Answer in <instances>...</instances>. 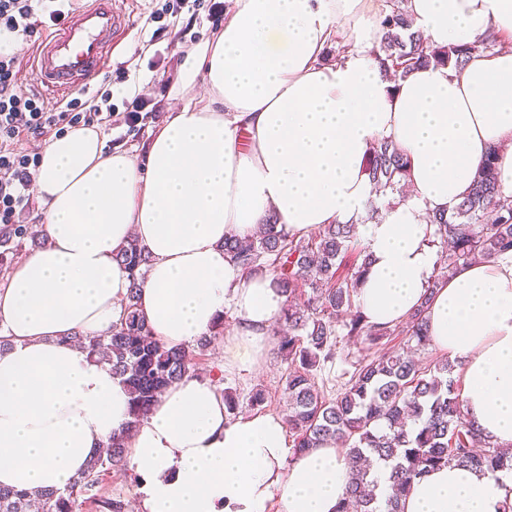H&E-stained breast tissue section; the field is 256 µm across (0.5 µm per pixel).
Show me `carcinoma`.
<instances>
[{
	"label": "carcinoma",
	"instance_id": "1",
	"mask_svg": "<svg viewBox=\"0 0 512 512\" xmlns=\"http://www.w3.org/2000/svg\"><path fill=\"white\" fill-rule=\"evenodd\" d=\"M387 4L380 13L386 56L378 64L395 77L420 66L461 69L474 54L495 46L433 45L414 28L404 0ZM407 167L405 155L387 141L373 147L366 164L369 178L382 193L398 189ZM429 220L436 226L433 245L440 248L433 290L474 260L512 255V196L502 195L497 187L494 154L485 158L465 197ZM27 238L36 246L44 243L28 224L0 228V268L9 266ZM224 256L246 272L273 275L286 296L274 331V349L287 364L282 380L287 398L284 420L296 453L328 442L347 449L351 479L338 512H377L376 482L366 465L370 455L391 466L386 512H404L411 485L431 469L456 465L492 474L512 470V453L482 440L466 419L453 362L445 359L425 366L395 347L352 363L344 357L346 337L364 336L377 345L395 333L390 326L367 322L357 307L368 261L357 225L328 224L296 238L270 217L250 237L225 238ZM114 259L130 279L122 322L110 334L87 337L80 344L93 361L109 365L126 383L129 425L135 426L147 418L163 389L193 373V364L190 353L154 338L138 309L149 257L137 238L131 237ZM425 311L420 305L403 323L419 349L430 346ZM337 359L350 363L351 369L342 370L336 396L328 397L319 378ZM125 466V437L115 433L105 454L91 459L63 491L0 488V512H74L78 493L95 488L110 470Z\"/></svg>",
	"mask_w": 512,
	"mask_h": 512
}]
</instances>
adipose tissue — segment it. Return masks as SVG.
I'll return each instance as SVG.
<instances>
[{
    "instance_id": "obj_1",
    "label": "adipose tissue",
    "mask_w": 512,
    "mask_h": 512,
    "mask_svg": "<svg viewBox=\"0 0 512 512\" xmlns=\"http://www.w3.org/2000/svg\"><path fill=\"white\" fill-rule=\"evenodd\" d=\"M430 43L495 40L462 69L388 80L375 56V0H233L224 23L184 51L168 120L143 159L76 127L41 152L32 190L47 240L0 282V488L63 490L130 419L109 366L67 337H96L123 315L130 280L113 259L129 235L150 258L138 305L154 336L189 347L217 321L237 330L226 371L265 356L285 298L271 275L224 256V239L275 217L289 235L358 222L370 255L357 303L393 325L420 304L433 346L462 364L463 408L483 437L512 446V258L458 268L432 287L427 212L467 193L489 150L512 195V0H407ZM342 41V61L324 64ZM408 159L407 198L376 224L366 161L375 142ZM281 416L228 417L213 380L168 387L126 441L141 512H336L348 465L336 445L288 446ZM512 473L442 467L417 480L405 512H504Z\"/></svg>"
}]
</instances>
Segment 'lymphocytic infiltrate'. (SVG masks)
<instances>
[{
	"instance_id": "obj_1",
	"label": "lymphocytic infiltrate",
	"mask_w": 512,
	"mask_h": 512,
	"mask_svg": "<svg viewBox=\"0 0 512 512\" xmlns=\"http://www.w3.org/2000/svg\"><path fill=\"white\" fill-rule=\"evenodd\" d=\"M74 0H0V35L12 42L28 41L61 23ZM18 58L0 50V227L18 223L30 201V189L40 156L18 150L21 137L42 139L63 135L70 128L101 120V106L111 99L102 91L90 105L81 95L48 104L42 96L22 89L16 80Z\"/></svg>"
}]
</instances>
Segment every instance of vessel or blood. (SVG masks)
I'll list each match as a JSON object with an SVG mask.
<instances>
[{
    "label": "vessel or blood",
    "instance_id": "obj_1",
    "mask_svg": "<svg viewBox=\"0 0 512 512\" xmlns=\"http://www.w3.org/2000/svg\"><path fill=\"white\" fill-rule=\"evenodd\" d=\"M129 21L122 0H89L38 49L31 63L36 82L61 98L88 87L110 61Z\"/></svg>",
    "mask_w": 512,
    "mask_h": 512
}]
</instances>
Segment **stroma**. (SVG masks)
Returning a JSON list of instances; mask_svg holds the SVG:
<instances>
[{
  "instance_id": "35a3bbf8",
  "label": "stroma",
  "mask_w": 512,
  "mask_h": 512,
  "mask_svg": "<svg viewBox=\"0 0 512 512\" xmlns=\"http://www.w3.org/2000/svg\"><path fill=\"white\" fill-rule=\"evenodd\" d=\"M169 0H128L130 15L128 33L121 45L114 51L108 65L112 74V117L103 121L101 128L111 143L112 149L141 153L151 133L168 116L167 95L173 83L172 75L178 74L182 49L190 45L192 35L215 30L223 25V17L211 14L209 8L214 0H199L192 5L187 2L177 15L165 12ZM160 13L161 24L166 27L164 37L151 41L150 31L144 30L145 20L152 13ZM141 95L144 100L156 104L158 112L147 120L144 127L132 128L125 121L127 103L133 95ZM286 366L275 351H268L259 368L246 372L225 374L224 384L236 391L239 397V412L250 409L249 395L253 388H265L267 401L264 412L283 414L286 399L282 392L281 379ZM140 476L133 469L110 471L91 497H78L77 512H99L96 499H119L132 504L133 491Z\"/></svg>"
}]
</instances>
